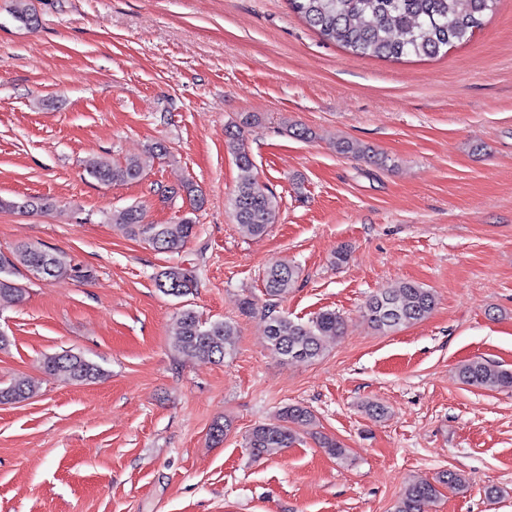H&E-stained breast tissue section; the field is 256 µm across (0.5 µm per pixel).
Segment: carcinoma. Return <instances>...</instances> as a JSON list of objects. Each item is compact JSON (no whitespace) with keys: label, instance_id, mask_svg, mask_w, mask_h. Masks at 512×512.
<instances>
[{"label":"carcinoma","instance_id":"carcinoma-1","mask_svg":"<svg viewBox=\"0 0 512 512\" xmlns=\"http://www.w3.org/2000/svg\"><path fill=\"white\" fill-rule=\"evenodd\" d=\"M293 12L316 29L324 40L336 43L358 56L400 59L406 56L435 57L455 44L469 41L484 24V17L497 8V0H288ZM13 17L29 27L37 22L30 0H15ZM238 168L247 173L253 159L246 150L240 131L227 132ZM343 155L368 158L376 164L385 160L368 146L345 140L338 145ZM87 174L105 184H126L141 179L144 167L132 157L122 162L108 158L94 160L86 166ZM230 204L233 218L242 233L257 237L275 223L279 205L275 195L256 180L246 176L233 190ZM0 208L42 211L47 204L31 197L21 202L0 199ZM111 223L125 235L138 238L161 252H172L184 245L193 234V217L183 215L170 224L145 222L142 207L131 205L112 211ZM40 280L62 277L84 279L85 271L66 255L25 245L12 256L0 257V302L19 300L24 288L13 280L18 268ZM299 277L297 269L282 262L271 263L264 273V312L267 338L276 356L314 361L322 356L323 339L338 336L344 330L343 318L333 310L318 313L306 322H296L275 313L279 300L288 296ZM157 287L176 298L192 293L196 282L177 267L162 271ZM436 305L432 290L414 282L398 288H384L365 304L371 327L382 335L397 332L429 317ZM237 330L229 321L205 322L191 309H183L176 319L174 348L208 362H220L232 355ZM45 373L75 384H87L102 377L99 365L81 354L64 351L44 360ZM463 384L487 390L512 388V371L483 359H474L458 367ZM37 384L19 378L0 388V404L20 403L32 398ZM312 413L300 405L283 407L277 418L255 425L247 436V447L255 455L269 448H288L298 440V430L310 425ZM460 490L466 478L456 471H443L434 481L408 483L398 497L393 512H422V504L439 494V487Z\"/></svg>","mask_w":512,"mask_h":512}]
</instances>
